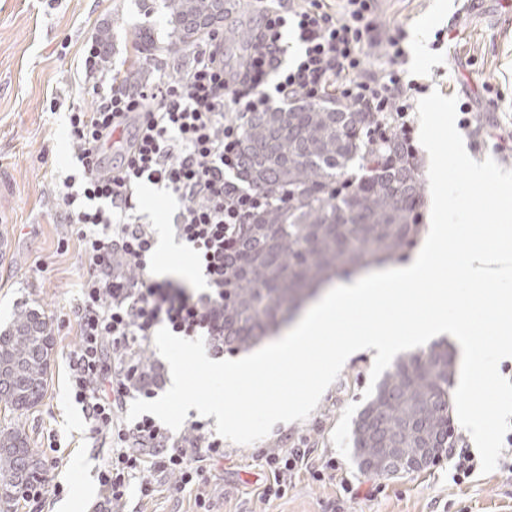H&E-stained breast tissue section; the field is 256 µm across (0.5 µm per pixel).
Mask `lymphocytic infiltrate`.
I'll return each mask as SVG.
<instances>
[{
	"instance_id": "lymphocytic-infiltrate-1",
	"label": "lymphocytic infiltrate",
	"mask_w": 512,
	"mask_h": 512,
	"mask_svg": "<svg viewBox=\"0 0 512 512\" xmlns=\"http://www.w3.org/2000/svg\"><path fill=\"white\" fill-rule=\"evenodd\" d=\"M403 38L400 31L382 35L371 0H275L263 7L238 67L226 69L224 38L212 34L191 49L188 62L139 91L100 70L97 43L86 46L84 68L96 101L69 116L78 172L58 192L89 263L72 310L79 344L70 355L69 382L92 434L110 451L98 474L102 512L124 507L131 480L148 497L157 477L174 474L178 494L224 459L223 440L203 422H191V436H176L149 415L128 423L123 410L133 395L155 394L141 355L157 327L213 345L224 333L228 254L248 217L271 204L239 184L250 115L270 110L276 98L335 99L409 136L421 85L402 68ZM380 41L389 65L365 75L366 50ZM145 182L180 202L174 236L196 257L204 292L152 277L155 231L137 212V189ZM311 461L308 448L266 454L264 496L284 497L292 475Z\"/></svg>"
}]
</instances>
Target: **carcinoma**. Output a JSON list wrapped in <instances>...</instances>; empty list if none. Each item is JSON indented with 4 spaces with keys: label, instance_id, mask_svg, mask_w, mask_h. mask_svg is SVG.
Segmentation results:
<instances>
[{
    "label": "carcinoma",
    "instance_id": "1",
    "mask_svg": "<svg viewBox=\"0 0 512 512\" xmlns=\"http://www.w3.org/2000/svg\"><path fill=\"white\" fill-rule=\"evenodd\" d=\"M229 0H163L171 45L190 47L220 25ZM369 112H331L304 98L255 112L239 153L241 176L277 203L243 226L227 260L224 349L246 350L279 330L289 304L350 267L400 258L416 242L422 201L419 166L403 137L368 142ZM54 338L35 308L15 312L0 330V404L15 414L36 408L50 374ZM456 358L446 344L398 357L359 411L352 448L371 466L390 443L416 449L455 442L449 394ZM44 463L19 425L0 426V509L11 507Z\"/></svg>",
    "mask_w": 512,
    "mask_h": 512
}]
</instances>
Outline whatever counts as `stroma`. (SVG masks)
<instances>
[{
    "mask_svg": "<svg viewBox=\"0 0 512 512\" xmlns=\"http://www.w3.org/2000/svg\"><path fill=\"white\" fill-rule=\"evenodd\" d=\"M234 2L222 29L229 67L245 52L238 32L260 21L251 0ZM438 2L372 0V16L382 30L405 31L409 77L443 96L471 100L477 131L463 136L469 155L512 170V7L506 0H448L425 56L416 57L412 36ZM105 25L111 28L107 63L129 87H139L142 72L157 81L162 68L183 58V48L168 41L167 17L158 4L148 10L142 0H0V236L9 241L0 261V329L23 307L44 312L52 326L55 348L45 396L14 420L46 463L44 483L64 487L59 497L17 501L13 512H54L60 499L71 503L72 512H94L101 499L95 482L108 451L93 439L68 384L69 357L79 342L68 318L86 263L70 237L57 191L60 179L75 171L69 112L93 104L83 49ZM140 28L157 45L153 55L132 47L131 35ZM479 80L495 87L494 100L477 90ZM138 196L140 213L156 236L172 239L178 202L151 186ZM373 363L368 353L346 361L305 420L276 423L267 437L249 445L225 442L226 458L210 468L203 488L176 495L165 478L150 497L131 491L128 512H512V473L500 468L458 485L444 459L390 477L358 467L351 431L366 403ZM282 448L312 449L315 468L332 459L336 469L321 481L299 472L287 495L265 499L263 455ZM346 482L354 494L344 493Z\"/></svg>",
    "mask_w": 512,
    "mask_h": 512,
    "instance_id": "obj_1",
    "label": "stroma"
}]
</instances>
